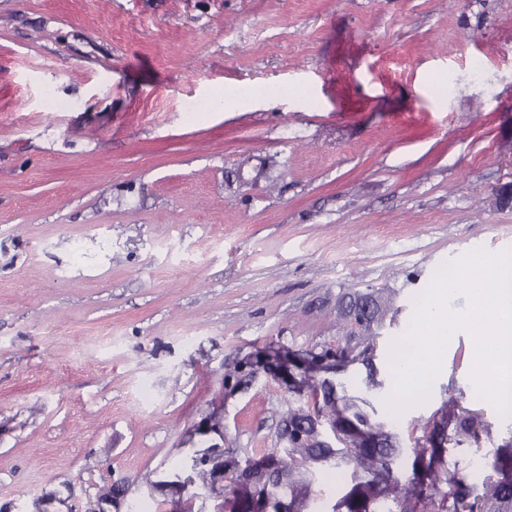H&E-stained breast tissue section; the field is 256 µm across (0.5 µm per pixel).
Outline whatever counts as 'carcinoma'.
I'll use <instances>...</instances> for the list:
<instances>
[{"label": "carcinoma", "mask_w": 512, "mask_h": 512, "mask_svg": "<svg viewBox=\"0 0 512 512\" xmlns=\"http://www.w3.org/2000/svg\"><path fill=\"white\" fill-rule=\"evenodd\" d=\"M341 410L350 426L356 431L393 430L387 421L375 420L365 410V399L347 391L336 395ZM448 418H432V429L423 441L415 443L412 475L403 478L398 460L401 446L365 448L361 438L339 437V448H313L305 440L294 436L296 421L302 413L288 412V440L291 448L284 456L264 455L253 466L239 475L234 493L249 502L258 485L271 483L272 499L288 498L295 512H311L315 498L313 489L315 470L328 463L336 467L350 466L351 486L339 499L333 512H393L386 508L393 501L398 512H428L433 504V491L442 482L448 484L438 509L434 512H512V439L497 449L488 463L490 474L481 498L473 496V489L464 475L447 467V444L453 441L448 434L450 425L457 432L475 441L481 433L489 432L488 426L480 427L471 416L457 411L459 401L451 398Z\"/></svg>", "instance_id": "1"}]
</instances>
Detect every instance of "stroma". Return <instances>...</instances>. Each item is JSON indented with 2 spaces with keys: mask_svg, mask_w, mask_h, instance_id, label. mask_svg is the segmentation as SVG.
Masks as SVG:
<instances>
[{
  "mask_svg": "<svg viewBox=\"0 0 512 512\" xmlns=\"http://www.w3.org/2000/svg\"><path fill=\"white\" fill-rule=\"evenodd\" d=\"M510 182L512 0H0V512H228L328 352L387 414L415 297L512 247ZM367 289L373 338L336 306ZM469 348L392 424L407 477L459 398L480 495L512 419Z\"/></svg>",
  "mask_w": 512,
  "mask_h": 512,
  "instance_id": "35a3bbf8",
  "label": "stroma"
}]
</instances>
